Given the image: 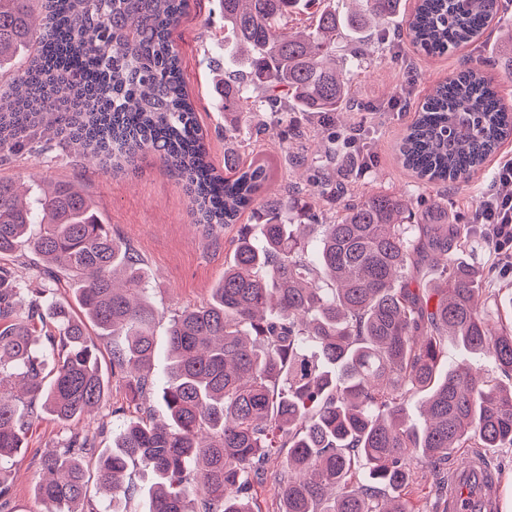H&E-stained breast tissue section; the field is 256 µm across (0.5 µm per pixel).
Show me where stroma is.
I'll list each match as a JSON object with an SVG mask.
<instances>
[{
	"instance_id": "35a3bbf8",
	"label": "stroma",
	"mask_w": 512,
	"mask_h": 512,
	"mask_svg": "<svg viewBox=\"0 0 512 512\" xmlns=\"http://www.w3.org/2000/svg\"><path fill=\"white\" fill-rule=\"evenodd\" d=\"M506 26L512 27V4L495 16L482 43L441 57L424 56L405 41L389 47L379 31L367 30L370 59L360 64L346 52L338 59L340 66L355 72L353 100L345 114L331 122L321 114L297 109L285 117L267 110L254 112L239 136L229 143L224 140V111L211 90L212 65L224 56V21L214 0H190L189 10L172 38L183 58L184 79L214 167L223 168L224 147L228 144L245 163L257 155L274 156L281 166L271 190L276 195L291 196L294 184L305 182L308 172L293 171L285 164L286 152L301 149L299 141L287 140V132L314 134L325 129L336 135L332 170L338 182L359 197L377 191L403 194L414 212L421 214L429 208L436 190L417 187L413 173L402 167L397 146L414 115L394 111L391 105L404 91L410 92L412 105H419L439 82L477 63H489V75L497 76L498 66L512 64V42L498 38L499 29ZM351 134L364 143L369 153L360 170L346 157L344 138ZM0 177L22 184L33 194L50 182L75 181L83 186L94 199L103 222L110 224L113 234L129 244L146 265L148 298L159 313L155 335L161 348L167 344L170 315L208 302L211 288L232 260L239 224L252 221L245 214L236 225L207 230L195 224L183 182L150 154L140 156L134 167L116 174L111 162L87 158L78 149L55 143L44 154H25L0 165ZM489 181L490 173L485 170L468 183L445 185L449 223H471L480 191ZM114 343L111 337L96 341L108 395L94 415L69 430L41 411L31 414L24 449L5 466L11 486L5 512H42V505L33 494L39 462L58 448L69 432L78 433L102 449L110 446L113 434L118 433L124 421L151 415L164 417L160 398L167 381L163 357L154 360L151 398L145 401L131 391L123 374L113 372Z\"/></svg>"
}]
</instances>
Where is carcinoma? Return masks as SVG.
Masks as SVG:
<instances>
[{"label": "carcinoma", "instance_id": "1", "mask_svg": "<svg viewBox=\"0 0 512 512\" xmlns=\"http://www.w3.org/2000/svg\"><path fill=\"white\" fill-rule=\"evenodd\" d=\"M0 0V82L22 52L24 68L0 90V164L36 154L66 136L112 169L138 154L157 156L181 177L195 223L241 225L232 262L209 302L169 319L162 422L133 419L99 450L77 434L43 456L35 484L44 512H130L129 467L152 477L149 512H254L248 496L268 460L288 449V476L276 479L281 512H412L404 498L413 464L438 481L461 448L512 447V296L485 306L484 269L471 256V227L448 223L447 198L410 224L405 197L377 192L336 200L318 176L288 201L268 193L267 159L243 165L224 153L209 161L205 134L182 81L172 39L189 0ZM218 0L230 42L215 61L233 140L249 113L267 105L334 115L352 98L351 71L336 66L341 41L368 58L360 32L394 19L428 56L479 41L495 0ZM308 25L289 27L308 9ZM512 137V108L481 68L438 84L402 137V165L422 181L467 183ZM294 218H288V212ZM27 247L49 278L75 280L70 304L43 300L0 267V499L10 487L3 463L19 453L29 422L13 388L65 426L105 401L99 336H121L112 366L144 397L156 356L158 312L138 255L98 219L80 184L57 182L35 200L0 178V257ZM48 317L57 333L38 345L30 322ZM490 359L492 372L440 369L448 337ZM424 393L423 424H409V396ZM97 466L110 492L105 510L81 509L86 474Z\"/></svg>", "mask_w": 512, "mask_h": 512}]
</instances>
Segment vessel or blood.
Instances as JSON below:
<instances>
[{
	"mask_svg": "<svg viewBox=\"0 0 512 512\" xmlns=\"http://www.w3.org/2000/svg\"><path fill=\"white\" fill-rule=\"evenodd\" d=\"M501 480L483 458L466 455L451 475L448 512H498Z\"/></svg>",
	"mask_w": 512,
	"mask_h": 512,
	"instance_id": "vessel-or-blood-1",
	"label": "vessel or blood"
}]
</instances>
